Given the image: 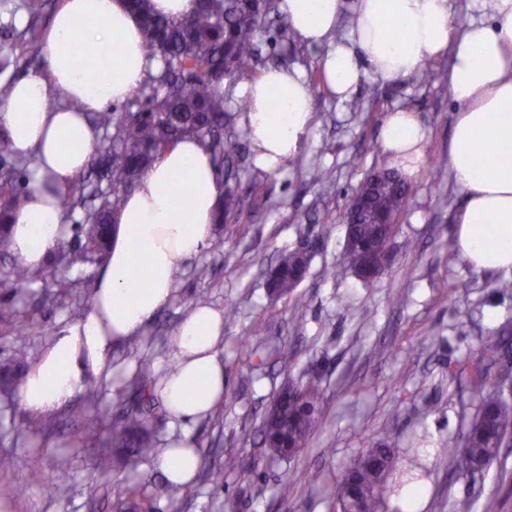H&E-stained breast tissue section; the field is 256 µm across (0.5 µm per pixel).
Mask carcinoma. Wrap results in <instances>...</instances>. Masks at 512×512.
I'll return each mask as SVG.
<instances>
[{"label": "carcinoma", "instance_id": "1", "mask_svg": "<svg viewBox=\"0 0 512 512\" xmlns=\"http://www.w3.org/2000/svg\"><path fill=\"white\" fill-rule=\"evenodd\" d=\"M44 3L30 2V43L37 40ZM129 7L140 20L144 47L148 56L159 62L156 74L133 91L121 109L87 114L89 124L101 132L102 138L92 155L88 170L108 184L103 191L98 185L73 182L61 191L66 215L81 210L82 220L68 225L67 233L58 239L47 266L40 271L15 268L0 273V325L5 331L22 336L29 327L23 309L15 304L24 293V286L48 276L57 292L64 297L72 288L69 274L100 266L108 254L107 238L112 217L118 212L127 194L151 164L167 149L185 138L198 140L210 154L217 174L233 169L234 158L249 140L248 129L236 127L235 114L228 110V98L235 80L255 69L258 42L264 33V23L278 14L277 0H197L194 11L183 17H171L155 12L151 0H129ZM8 138L0 133V256L11 253L10 219L14 211L26 202V189L19 179L28 161L8 150ZM314 182L329 179L330 172L320 156H312L307 164ZM404 200L388 183L373 192V210L397 211ZM242 210L238 189L228 187L219 200L215 223L222 224ZM365 253L358 245L344 246L343 266L358 272L365 265ZM309 266L305 247L281 256L274 267L276 291L272 296L289 295L304 279ZM512 348L508 329L502 328L481 340V360L471 375V384L480 398V407L462 438L449 449L455 467L485 469L499 455L504 440L512 437V399L505 388L512 382V363L499 359L503 351ZM27 359V349L19 344L13 349L12 365L0 377V391L10 392L22 381L21 368ZM155 376L150 363L140 360L131 380L119 391L127 395L122 402L120 417L108 426L97 418H87L79 441L85 447L112 448V454L97 458V469L107 473L115 469L131 470L140 456L150 451V439L163 407L157 400ZM295 386L302 403L288 397L284 386L275 396L279 410L266 411L258 433L264 458H286L282 444L308 443L319 424L322 392L311 380ZM390 452L379 438L368 441L361 453L343 468L335 489L337 501L349 493L366 499L367 512H378L388 480L363 460L378 459ZM242 467L239 455L228 453L224 465L211 470L215 483L224 480V473ZM72 459L61 456L56 461L53 479L55 487L67 483ZM115 512H153V498L146 483L132 480L124 496L113 503Z\"/></svg>", "mask_w": 512, "mask_h": 512}]
</instances>
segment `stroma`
<instances>
[{"mask_svg":"<svg viewBox=\"0 0 512 512\" xmlns=\"http://www.w3.org/2000/svg\"><path fill=\"white\" fill-rule=\"evenodd\" d=\"M284 60L304 68L313 88L315 128L305 151L269 173L256 166L251 149L243 150L240 215L214 228L212 245L181 265L170 304L146 328L139 347L115 350L112 376L97 386V407L77 397L34 432L17 395H0V456L13 460L10 470H0V512H112L131 475L148 483L154 512H227L229 501L237 503V512H336L332 489L344 465L373 438L384 439L397 461L380 512H512V446L469 478L456 474L447 454L480 403L465 371L468 361L476 358L483 336L512 328V292L496 291L497 275L474 270L453 249L459 192L450 178L437 183L431 176L430 161L448 154L455 110L443 80L449 59L430 60L397 85L366 79L345 101L322 86L316 51L298 43L281 48L265 37L260 69ZM397 107L418 113L427 162L409 181L391 263L379 280L367 283L340 264L342 217L365 175L383 167L379 131L385 113ZM316 154L331 172L327 182L308 177L307 162ZM254 179L265 183L267 196L251 192ZM305 240L312 245L305 279L292 295L271 297L267 266ZM203 264L210 274L202 279L196 269ZM92 285V279H82L54 302L46 298L49 280L28 285L21 306L33 316L25 336L30 360L86 313ZM198 304L236 310L224 322L221 356L228 382L222 406L188 426L164 417L153 449L134 473L99 474L98 449L78 441L84 416L115 419L117 382L133 376L138 359L163 376L174 359L175 330ZM260 323L265 332L254 335ZM245 343L263 352L282 345L293 356L258 369L243 355ZM300 377L317 379L323 390L319 425L297 456L260 463L254 442L263 413L288 380ZM183 436L197 448L202 465L195 482L173 500L157 459ZM230 451L248 467L215 485L210 470ZM60 453L73 458L74 468L69 484L54 490L52 463ZM285 475L294 486L283 498L278 488Z\"/></svg>","mask_w":512,"mask_h":512,"instance_id":"obj_1","label":"stroma"}]
</instances>
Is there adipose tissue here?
<instances>
[{
  "mask_svg": "<svg viewBox=\"0 0 512 512\" xmlns=\"http://www.w3.org/2000/svg\"><path fill=\"white\" fill-rule=\"evenodd\" d=\"M481 15L463 29L450 21L451 0H280L299 42L318 52L324 86L344 100L366 78L401 82L430 59L450 56L448 92L456 105L447 162L462 201L452 218L455 252L480 272L512 275V0H477ZM353 18L336 37L345 7ZM40 51L47 70L13 83L0 103V128L13 153L32 158L28 201L12 219L13 251L32 270L43 267L63 231L52 187L87 168L98 135L85 119L126 101L157 66L142 45L125 0H61ZM79 99L74 112L58 90ZM241 93L256 165L269 172L298 158L312 134L313 96L303 70L265 69ZM425 131L406 108L388 112L379 144L403 176L425 161ZM222 194L210 155L186 138L152 165L114 217L109 257L92 288L89 310L65 326L32 364L19 389L31 416L51 415L112 368V353L141 335L172 298L180 264L212 244ZM176 370L157 392L184 423L211 415L224 401V314L194 306L174 336ZM201 461L189 441L164 450L168 481L190 484Z\"/></svg>",
  "mask_w": 512,
  "mask_h": 512,
  "instance_id": "adipose-tissue-1",
  "label": "adipose tissue"
}]
</instances>
